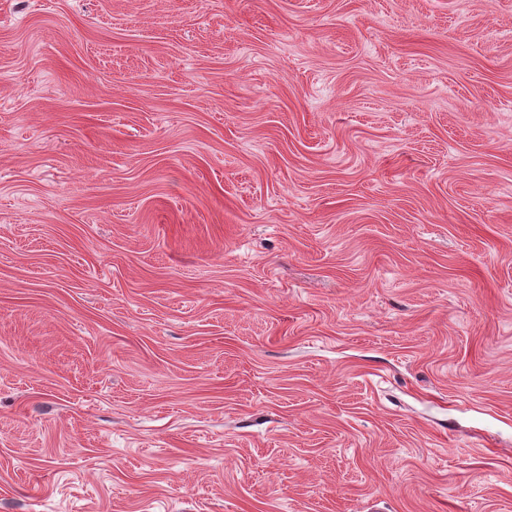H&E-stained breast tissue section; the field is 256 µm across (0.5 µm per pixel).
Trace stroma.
<instances>
[{
	"label": "stroma",
	"instance_id": "35a3bbf8",
	"mask_svg": "<svg viewBox=\"0 0 512 512\" xmlns=\"http://www.w3.org/2000/svg\"><path fill=\"white\" fill-rule=\"evenodd\" d=\"M0 512H512V0H0Z\"/></svg>",
	"mask_w": 512,
	"mask_h": 512
}]
</instances>
